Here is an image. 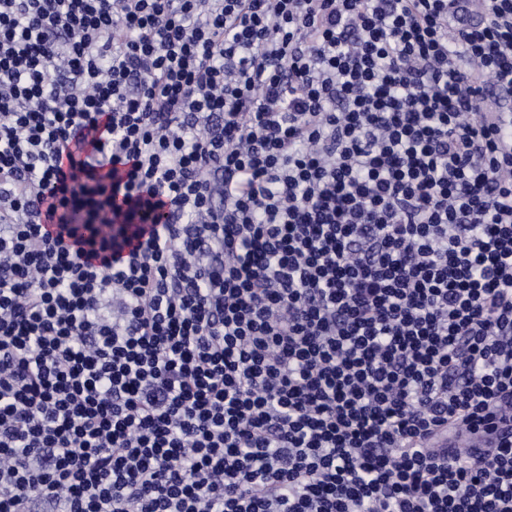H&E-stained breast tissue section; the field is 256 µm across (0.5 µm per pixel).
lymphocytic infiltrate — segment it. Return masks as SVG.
<instances>
[{"instance_id":"lymphocytic-infiltrate-1","label":"lymphocytic infiltrate","mask_w":512,"mask_h":512,"mask_svg":"<svg viewBox=\"0 0 512 512\" xmlns=\"http://www.w3.org/2000/svg\"><path fill=\"white\" fill-rule=\"evenodd\" d=\"M0 0V512H512V0ZM458 10L448 14V29L457 30L478 24L483 18L480 0H461Z\"/></svg>"}]
</instances>
